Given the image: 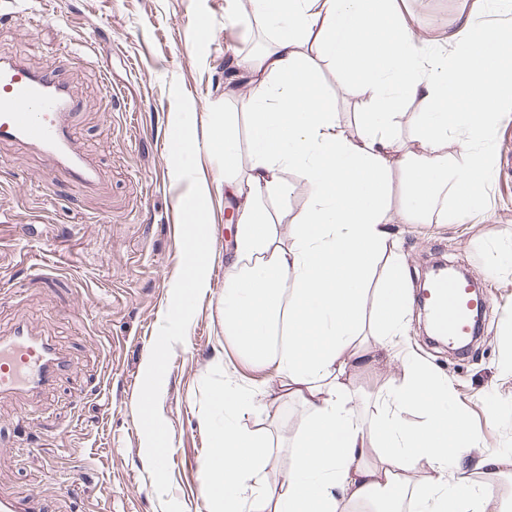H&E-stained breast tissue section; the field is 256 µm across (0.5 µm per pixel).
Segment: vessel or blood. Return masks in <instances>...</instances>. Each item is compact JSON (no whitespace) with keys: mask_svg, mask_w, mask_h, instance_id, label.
Returning a JSON list of instances; mask_svg holds the SVG:
<instances>
[{"mask_svg":"<svg viewBox=\"0 0 512 512\" xmlns=\"http://www.w3.org/2000/svg\"><path fill=\"white\" fill-rule=\"evenodd\" d=\"M79 109L54 67L35 72L18 57L0 61V139L25 143L45 157L49 171L64 170L72 182L92 186L96 171L73 133ZM424 302L436 334L458 345L475 332L474 309L488 306L486 295L444 273L435 277ZM70 366L68 356L26 322L0 334V397H37Z\"/></svg>","mask_w":512,"mask_h":512,"instance_id":"vessel-or-blood-1","label":"vessel or blood"}]
</instances>
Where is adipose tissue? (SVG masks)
<instances>
[{
    "mask_svg": "<svg viewBox=\"0 0 512 512\" xmlns=\"http://www.w3.org/2000/svg\"><path fill=\"white\" fill-rule=\"evenodd\" d=\"M407 0H253V21L272 31L267 52L237 60L252 88L247 173L238 123L225 114L207 149L224 158V185L237 202V229L224 281V341L238 362L224 376L223 429L213 432L204 491L211 512H512L490 476L512 456L480 447L447 378L407 356L396 383L360 414L350 378L386 363L411 299L406 268L388 230L393 169L411 173L400 209L410 221L454 208L467 216L491 170L490 129L512 111V65L498 57L512 28H477L476 15L512 13V0H471L440 47L404 24ZM367 96L360 134L343 136L321 91L315 59ZM421 109L409 143L392 134L402 99ZM463 131V166L446 163L449 129ZM309 189L303 209L279 224L271 203L291 192L286 172ZM391 265L372 288L376 259ZM376 308L366 314L368 290ZM306 416L290 447L291 469L270 485V434L245 429L255 402L283 397ZM474 456L487 481L459 461ZM422 472L414 481V472Z\"/></svg>",
    "mask_w": 512,
    "mask_h": 512,
    "instance_id": "adipose-tissue-1",
    "label": "adipose tissue"
}]
</instances>
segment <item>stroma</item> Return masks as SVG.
Masks as SVG:
<instances>
[{
    "instance_id": "35a3bbf8",
    "label": "stroma",
    "mask_w": 512,
    "mask_h": 512,
    "mask_svg": "<svg viewBox=\"0 0 512 512\" xmlns=\"http://www.w3.org/2000/svg\"><path fill=\"white\" fill-rule=\"evenodd\" d=\"M464 0L413 7L407 23L421 39L450 32ZM271 36L239 0H0V57L22 55L31 69L55 64L82 102L81 145L93 152L101 184L38 182L42 160L0 140V331L25 319L66 348L73 368L37 402L0 399V493L33 512H162L146 456L137 402L154 340L180 273V226L171 197L183 195L166 137L175 118L172 84L189 98L197 173L209 184L211 256L184 342L174 344L159 411L170 434L169 496L183 512H209L187 496L200 484L223 425L215 390L231 355L224 344V260L234 201L224 161L205 147L213 123L243 110L229 86L234 59ZM339 128L356 137L367 100L356 82L338 89L332 63L318 61ZM492 170L466 219L410 223L392 210L389 229L418 293L426 267L444 261L471 271L489 298L486 329L466 355L431 344L412 309L396 347L428 361L456 389L480 447L512 453V265L489 271L490 251L512 243V120L488 135ZM304 417L291 402L256 405L244 428L279 443Z\"/></svg>"
}]
</instances>
